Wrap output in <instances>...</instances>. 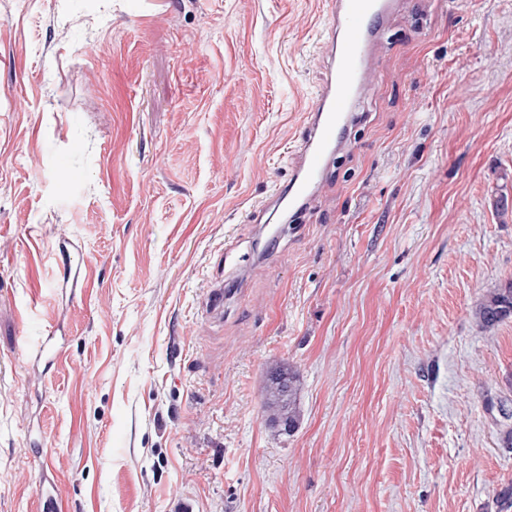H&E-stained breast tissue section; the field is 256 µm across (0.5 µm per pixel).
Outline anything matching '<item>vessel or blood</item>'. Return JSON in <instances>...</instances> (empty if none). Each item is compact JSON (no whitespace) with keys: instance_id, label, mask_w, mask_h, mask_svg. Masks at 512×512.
I'll use <instances>...</instances> for the list:
<instances>
[{"instance_id":"b4317fda","label":"vessel or blood","mask_w":512,"mask_h":512,"mask_svg":"<svg viewBox=\"0 0 512 512\" xmlns=\"http://www.w3.org/2000/svg\"><path fill=\"white\" fill-rule=\"evenodd\" d=\"M399 0H333L331 23L321 45L326 76L311 100L307 123L293 150L292 175L265 199L261 211L277 215L305 211L327 179L329 162L343 146L341 134L355 116L361 95L372 85L378 46L389 16ZM207 318L224 312V282L206 290Z\"/></svg>"}]
</instances>
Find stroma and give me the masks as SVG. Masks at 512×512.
Listing matches in <instances>:
<instances>
[{"mask_svg":"<svg viewBox=\"0 0 512 512\" xmlns=\"http://www.w3.org/2000/svg\"><path fill=\"white\" fill-rule=\"evenodd\" d=\"M329 18L0 0V512L43 475L65 512H497L512 320L474 310L512 278V0H401L316 204L261 241ZM204 306L208 320L218 315L224 317V279H216L208 284Z\"/></svg>","mask_w":512,"mask_h":512,"instance_id":"obj_1","label":"stroma"}]
</instances>
